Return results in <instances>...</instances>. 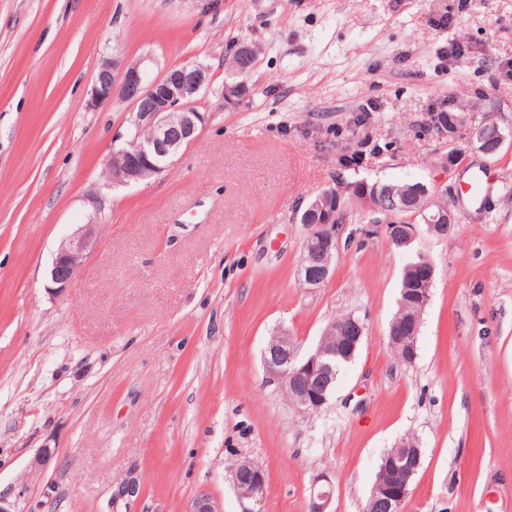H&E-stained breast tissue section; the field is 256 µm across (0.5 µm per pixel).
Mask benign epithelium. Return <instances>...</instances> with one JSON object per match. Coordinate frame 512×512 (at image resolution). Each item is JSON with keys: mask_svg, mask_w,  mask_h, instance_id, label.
<instances>
[{"mask_svg": "<svg viewBox=\"0 0 512 512\" xmlns=\"http://www.w3.org/2000/svg\"><path fill=\"white\" fill-rule=\"evenodd\" d=\"M208 69L199 63H186L166 68L152 80L137 64L121 65L107 61L96 72L90 91L88 106L95 107L112 100L117 95L126 101L132 112V126L149 128L152 136L142 141L132 154L121 149L124 136L113 137V148L107 159L110 179L115 184L139 183L147 177H157L169 169L175 158L197 137L206 122L205 113L197 109V97L206 88ZM478 149L485 154L501 147L504 135L497 126L483 124L475 130ZM427 230L434 234H447L451 230L453 216L449 213L426 210L421 204ZM336 213L322 210L321 219L311 224L306 240L309 250L315 255L310 265L299 269L301 283L307 288H319L328 280L338 248L336 225L332 221ZM386 234L392 245L404 250L410 247L419 236L416 224L397 227L388 224ZM93 229L70 239L63 244L52 263L50 280L55 289L63 290L71 285L79 268L87 257L92 242ZM411 269L421 272L419 280L412 287L401 290L402 301L406 304L426 306L429 301L428 286L435 276V265L424 253H417ZM422 314L406 318L403 329L392 330L388 339L393 345L406 346L403 360L416 357V345L412 344L419 333ZM352 336L341 350H325L321 346L307 354L300 353V345L287 332L282 331L270 338L263 352V367L269 381L279 386L295 389L291 404L300 413L320 410L328 403L331 392L327 381L332 369L331 360L336 355L346 358L354 356L363 335V328L357 320L350 326ZM422 465V451L418 448L404 452L393 451L384 459L383 472L395 470L401 473L398 480L385 482L378 478L372 488V499L388 496L390 502L399 507L410 493V487ZM242 467L250 474V480L243 484L238 474H233L232 483L238 498L247 503L243 512H262L266 499L267 480L265 470L249 459L242 460ZM334 494L333 483L328 474L316 476L311 485L308 512H331L330 505Z\"/></svg>", "mask_w": 512, "mask_h": 512, "instance_id": "1", "label": "benign epithelium"}]
</instances>
